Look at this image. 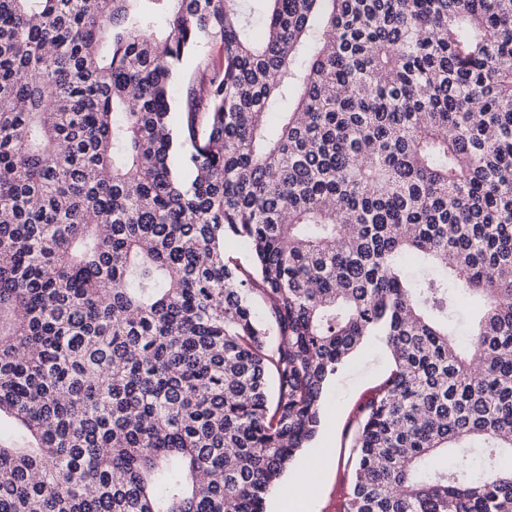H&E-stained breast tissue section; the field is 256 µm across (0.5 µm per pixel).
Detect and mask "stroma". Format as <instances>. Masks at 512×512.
Returning <instances> with one entry per match:
<instances>
[{"label": "stroma", "instance_id": "stroma-1", "mask_svg": "<svg viewBox=\"0 0 512 512\" xmlns=\"http://www.w3.org/2000/svg\"><path fill=\"white\" fill-rule=\"evenodd\" d=\"M390 368L386 345L373 337L332 380L326 394L323 429L287 472L291 478L309 475L307 512H343L350 482L345 462L351 453L356 416Z\"/></svg>", "mask_w": 512, "mask_h": 512}]
</instances>
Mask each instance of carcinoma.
Segmentation results:
<instances>
[{
    "label": "carcinoma",
    "mask_w": 512,
    "mask_h": 512,
    "mask_svg": "<svg viewBox=\"0 0 512 512\" xmlns=\"http://www.w3.org/2000/svg\"><path fill=\"white\" fill-rule=\"evenodd\" d=\"M262 2L0 0V512H266L369 336L343 512H512V0Z\"/></svg>",
    "instance_id": "cac0c4a2"
}]
</instances>
